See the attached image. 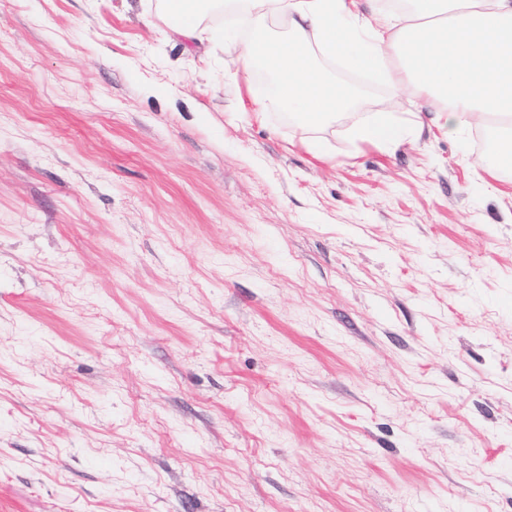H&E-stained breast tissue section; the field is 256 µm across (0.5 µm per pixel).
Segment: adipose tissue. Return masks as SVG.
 Here are the masks:
<instances>
[{
    "mask_svg": "<svg viewBox=\"0 0 512 512\" xmlns=\"http://www.w3.org/2000/svg\"><path fill=\"white\" fill-rule=\"evenodd\" d=\"M243 57L274 76L269 104L318 126L347 105L350 90L324 62L381 74L425 97L443 131L464 137L475 118L496 122L491 171L512 170V0H408L396 15L355 0H224ZM288 24L286 36L268 31Z\"/></svg>",
    "mask_w": 512,
    "mask_h": 512,
    "instance_id": "obj_1",
    "label": "adipose tissue"
}]
</instances>
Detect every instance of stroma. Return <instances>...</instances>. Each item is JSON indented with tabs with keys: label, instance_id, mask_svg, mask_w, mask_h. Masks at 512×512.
Segmentation results:
<instances>
[{
	"label": "stroma",
	"instance_id": "obj_1",
	"mask_svg": "<svg viewBox=\"0 0 512 512\" xmlns=\"http://www.w3.org/2000/svg\"><path fill=\"white\" fill-rule=\"evenodd\" d=\"M161 0H0V512H512V174L409 89L318 127ZM381 112L395 145L356 141Z\"/></svg>",
	"mask_w": 512,
	"mask_h": 512
}]
</instances>
